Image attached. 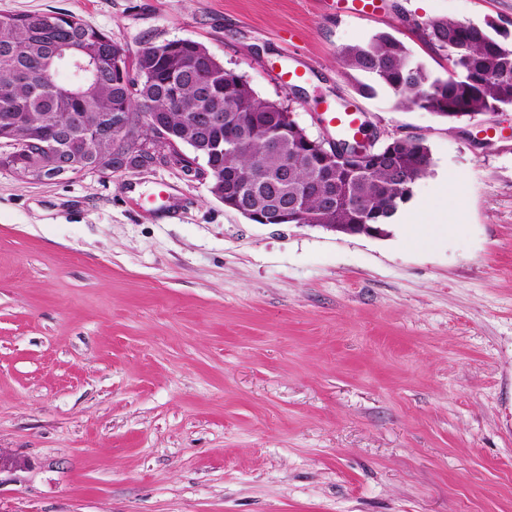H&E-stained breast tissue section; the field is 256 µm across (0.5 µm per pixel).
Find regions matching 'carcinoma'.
<instances>
[{
	"label": "carcinoma",
	"instance_id": "cac0c4a2",
	"mask_svg": "<svg viewBox=\"0 0 512 512\" xmlns=\"http://www.w3.org/2000/svg\"><path fill=\"white\" fill-rule=\"evenodd\" d=\"M98 39L107 57L118 43L84 20L66 13H0V129L24 143L21 151L5 162L20 170L31 161L40 140L53 141L64 118L82 113L92 123L101 112L151 113L177 143L193 146L206 163L218 170L212 193L242 191V203L257 211L293 201L320 222L335 219L354 224L351 209L363 208L362 218L387 224L400 204L412 196L413 186L428 164L429 151L423 139L401 138L392 147L355 164L350 172L345 162H336V177L328 180L316 156L288 165L279 147L289 148V133L282 131L280 113L290 108L260 97L242 76L228 77L224 65L202 44L172 40L140 50L123 73L110 68L89 76L79 95L64 91L70 83L44 78L67 66L53 60L46 48L61 42L76 52L87 34ZM426 35L431 43L448 51L451 70L442 79L433 76L412 55L403 41L380 32L364 44L340 52L347 69L366 75L365 94L387 88L396 107H417L444 118L473 117L512 105V44L500 33L459 21L433 20ZM198 112H218L222 123L208 131L192 122ZM221 140L224 154L205 152L204 142Z\"/></svg>",
	"mask_w": 512,
	"mask_h": 512
}]
</instances>
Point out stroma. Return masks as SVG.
I'll use <instances>...</instances> for the list:
<instances>
[{"mask_svg": "<svg viewBox=\"0 0 512 512\" xmlns=\"http://www.w3.org/2000/svg\"><path fill=\"white\" fill-rule=\"evenodd\" d=\"M0 0L136 55L189 39L311 135L347 104L431 166L413 246L256 224L157 165L24 179L0 164V512H512V106L399 110L340 51L387 31L434 75L430 21L512 32V0ZM299 76L295 89L280 70ZM455 185L442 196L440 181ZM172 197L163 216L137 199Z\"/></svg>", "mask_w": 512, "mask_h": 512, "instance_id": "obj_1", "label": "stroma"}]
</instances>
